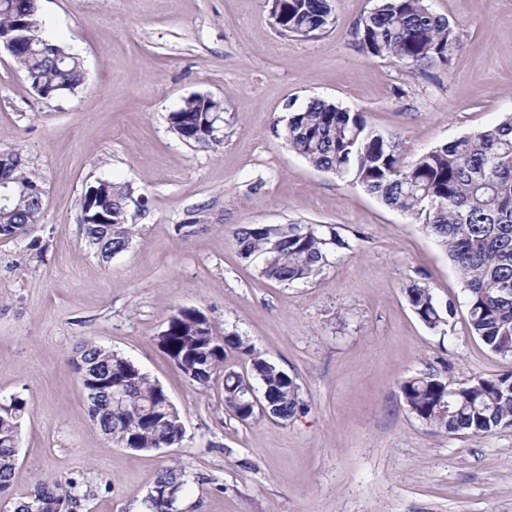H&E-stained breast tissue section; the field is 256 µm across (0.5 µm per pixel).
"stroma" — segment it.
<instances>
[{"label": "stroma", "instance_id": "1", "mask_svg": "<svg viewBox=\"0 0 512 512\" xmlns=\"http://www.w3.org/2000/svg\"><path fill=\"white\" fill-rule=\"evenodd\" d=\"M429 3L462 46L414 75L359 49L352 27L374 0H334L333 26L310 40L280 36L266 0H39L45 36L78 54L87 76L78 94L45 100L0 53V152H18L46 190L37 222L0 240V399L30 405L0 512L43 479L72 484L77 512H146L171 465L188 477L179 512H512V429L438 432L401 396L400 381L421 372L465 385L512 364L472 334L445 250L275 131L288 102L320 98L398 134L409 161L512 113V0ZM195 94L224 102L218 148L169 128ZM100 178L145 199L129 248L108 260L80 222ZM194 219L204 231L183 238L178 225ZM289 222L335 225L350 247L310 282L260 278L235 228ZM414 282L452 303L444 329L409 306ZM181 309L296 376L306 414L242 423L221 383L195 389L158 345ZM87 341L165 388L182 447L136 452L102 435L71 364Z\"/></svg>", "mask_w": 512, "mask_h": 512}]
</instances>
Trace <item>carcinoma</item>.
Instances as JSON below:
<instances>
[{
  "label": "carcinoma",
  "mask_w": 512,
  "mask_h": 512,
  "mask_svg": "<svg viewBox=\"0 0 512 512\" xmlns=\"http://www.w3.org/2000/svg\"><path fill=\"white\" fill-rule=\"evenodd\" d=\"M267 5L278 15L275 30L284 37L321 36L334 23L331 0H267ZM38 10L37 0H0V34L14 42V62L38 97L73 95L85 83L83 61L67 46L44 38ZM352 34L364 53L412 74L446 64L461 45L457 27L434 13L427 0H376ZM222 106L193 95L169 113L170 129L188 144L217 145ZM282 138L313 167L349 179L418 220L446 250L464 284L472 333L489 350L512 357V114L410 162L402 160L398 137L371 128L364 113L323 99L290 111ZM0 172L15 187L9 209L0 213V239L9 240L37 220L34 189L42 181L16 152L0 153ZM142 206V197L127 183L99 179L88 186L81 202L88 245L104 259L125 251ZM235 240L243 258L257 261L260 277L285 286L308 281L333 251L349 248L325 224H243ZM405 295L432 330L443 329L453 314L452 304H439L426 285L415 282ZM158 345L193 385L205 389L223 379L224 406L241 422L264 414L288 422L305 413L296 377L253 356L239 336L218 335L196 309L172 314ZM229 351L250 357L248 373L225 365ZM73 364L96 377V402L89 413L113 444L137 452L182 446L178 409L131 360L87 342ZM118 384L124 389L120 402L111 398ZM251 388L261 393L258 405L246 403ZM400 391L416 419L448 434L486 436L512 427V367L459 387L438 372H425L402 379ZM28 414L22 397L0 402V493L11 488L18 435ZM186 484L181 469L164 468L145 502L148 512H170L176 500L157 492L181 491ZM64 505L75 509L79 500L61 482L44 480L33 495L15 502L14 512H61Z\"/></svg>",
  "instance_id": "1"
}]
</instances>
